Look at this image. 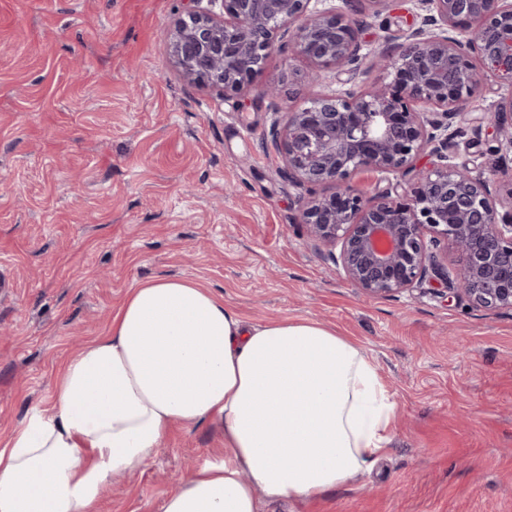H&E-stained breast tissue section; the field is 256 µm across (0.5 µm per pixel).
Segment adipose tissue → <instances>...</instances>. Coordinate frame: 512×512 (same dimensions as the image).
<instances>
[{
	"label": "adipose tissue",
	"instance_id": "ef3b65f1",
	"mask_svg": "<svg viewBox=\"0 0 512 512\" xmlns=\"http://www.w3.org/2000/svg\"><path fill=\"white\" fill-rule=\"evenodd\" d=\"M395 413L374 364L322 323H248L192 281L155 278L69 361L52 410L29 409L0 449V512H94L177 423L214 425L224 453L162 512L315 499L382 454Z\"/></svg>",
	"mask_w": 512,
	"mask_h": 512
}]
</instances>
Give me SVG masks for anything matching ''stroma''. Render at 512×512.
<instances>
[{
  "instance_id": "obj_1",
  "label": "stroma",
  "mask_w": 512,
  "mask_h": 512,
  "mask_svg": "<svg viewBox=\"0 0 512 512\" xmlns=\"http://www.w3.org/2000/svg\"><path fill=\"white\" fill-rule=\"evenodd\" d=\"M190 0H0V444L27 410L51 408L81 345L108 333L128 293L191 280L249 323L311 318L375 365L397 413L370 470L314 501L263 512H512V310L433 288L369 297L312 241L305 189L268 136L276 112L314 90L387 82L418 0L363 15L362 71L310 64L279 31L237 95L187 82L168 33ZM302 79L271 111L265 87ZM479 87L453 160L499 183L512 154L489 151L474 120L497 101ZM211 425H175L147 468L112 482L96 512H161L196 465L223 452Z\"/></svg>"
}]
</instances>
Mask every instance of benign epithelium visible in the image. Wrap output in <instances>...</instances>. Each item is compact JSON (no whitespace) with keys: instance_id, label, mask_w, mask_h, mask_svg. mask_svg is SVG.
Returning <instances> with one entry per match:
<instances>
[{"instance_id":"1","label":"benign epithelium","mask_w":512,"mask_h":512,"mask_svg":"<svg viewBox=\"0 0 512 512\" xmlns=\"http://www.w3.org/2000/svg\"><path fill=\"white\" fill-rule=\"evenodd\" d=\"M170 37L188 81L239 93L262 71L278 31L317 71H361L360 21L313 10L311 0H192ZM388 0H346L355 14ZM220 5L221 12L212 9ZM427 11L403 42L379 55L392 76L343 92L315 93L270 128L288 181L329 186L311 196L301 223L332 250L336 269L374 297L434 280L486 309H512V180L505 194L484 173L450 161L471 99L485 83L499 95L479 118L500 151H512V0H421ZM437 163L418 165L421 155ZM368 170L393 176L370 194L350 181ZM446 243L456 269L438 250Z\"/></svg>"}]
</instances>
